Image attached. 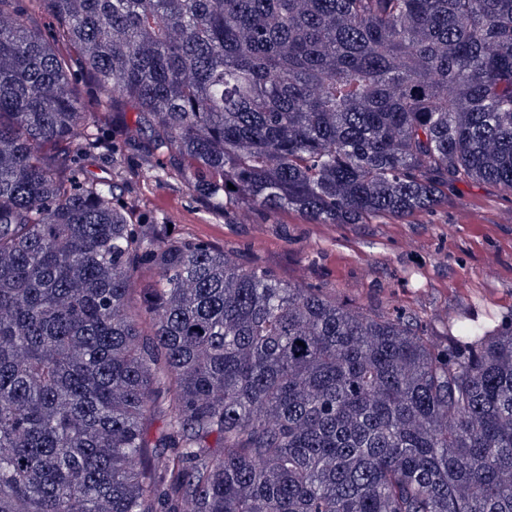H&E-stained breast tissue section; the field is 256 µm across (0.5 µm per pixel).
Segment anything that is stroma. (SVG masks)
<instances>
[{
  "mask_svg": "<svg viewBox=\"0 0 512 512\" xmlns=\"http://www.w3.org/2000/svg\"><path fill=\"white\" fill-rule=\"evenodd\" d=\"M411 224H312L293 212L202 214L185 186H158L148 208L189 234L288 282L334 288L373 307L386 301L432 317L512 321V193L459 183Z\"/></svg>",
  "mask_w": 512,
  "mask_h": 512,
  "instance_id": "obj_1",
  "label": "stroma"
}]
</instances>
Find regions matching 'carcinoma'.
Masks as SVG:
<instances>
[{
  "instance_id": "1",
  "label": "carcinoma",
  "mask_w": 512,
  "mask_h": 512,
  "mask_svg": "<svg viewBox=\"0 0 512 512\" xmlns=\"http://www.w3.org/2000/svg\"><path fill=\"white\" fill-rule=\"evenodd\" d=\"M163 181L313 224L511 193L512 0H0V512H512V323L170 237Z\"/></svg>"
}]
</instances>
